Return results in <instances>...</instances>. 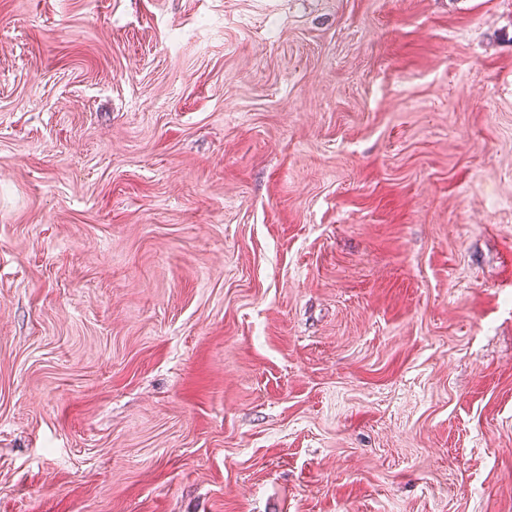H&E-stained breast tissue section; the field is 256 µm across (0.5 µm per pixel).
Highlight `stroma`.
Wrapping results in <instances>:
<instances>
[{
	"label": "stroma",
	"instance_id": "35a3bbf8",
	"mask_svg": "<svg viewBox=\"0 0 512 512\" xmlns=\"http://www.w3.org/2000/svg\"><path fill=\"white\" fill-rule=\"evenodd\" d=\"M0 512H512V0H0Z\"/></svg>",
	"mask_w": 512,
	"mask_h": 512
}]
</instances>
